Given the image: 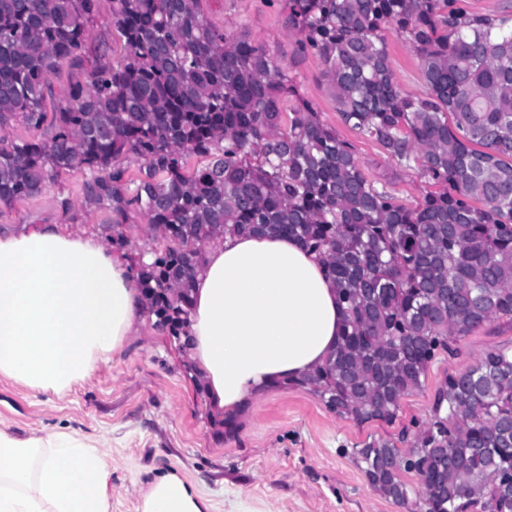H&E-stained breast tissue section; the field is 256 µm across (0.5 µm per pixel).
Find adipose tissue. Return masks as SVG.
<instances>
[{
    "label": "adipose tissue",
    "instance_id": "1",
    "mask_svg": "<svg viewBox=\"0 0 512 512\" xmlns=\"http://www.w3.org/2000/svg\"><path fill=\"white\" fill-rule=\"evenodd\" d=\"M146 294L124 252L60 224L0 233V376L60 394L109 362L134 334ZM342 331L324 262L296 239L220 234L206 243L185 334L217 411L323 364ZM109 470L67 433L0 430V512H109ZM139 512H209L170 470L146 482Z\"/></svg>",
    "mask_w": 512,
    "mask_h": 512
}]
</instances>
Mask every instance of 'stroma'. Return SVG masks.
Segmentation results:
<instances>
[{
    "instance_id": "obj_1",
    "label": "stroma",
    "mask_w": 512,
    "mask_h": 512,
    "mask_svg": "<svg viewBox=\"0 0 512 512\" xmlns=\"http://www.w3.org/2000/svg\"><path fill=\"white\" fill-rule=\"evenodd\" d=\"M204 12L225 32L245 34L268 48L279 71L320 112L324 123L354 147L369 180L384 183L411 203L428 188L420 169H401L372 138L341 121L319 58L298 52L287 28L284 0H205ZM392 68L404 92L426 93L416 54L394 31L385 32ZM110 10H103L86 34L82 64L51 76L48 102L65 86L86 78L102 50L117 47ZM86 171L63 172L34 197L0 210V229L32 224H63L76 232L99 231L107 211L86 207ZM494 346L512 348V320L486 323L458 341L452 354L434 361L423 389L405 396L393 424H358L329 411L311 392L281 384L257 395L236 415L235 436H227L197 370L182 356V342L157 331L142 316L133 336L110 362L60 395H37L0 376V429L20 438L59 431L92 441L109 471L110 512H138L146 473L177 472L209 500L210 512H226L229 500L242 498L259 512H404L377 493L348 456L349 449L378 438H394L413 422L429 418L435 394L446 375L465 370Z\"/></svg>"
}]
</instances>
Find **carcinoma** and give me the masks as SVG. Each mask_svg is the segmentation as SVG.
<instances>
[{"label": "carcinoma", "instance_id": "obj_1", "mask_svg": "<svg viewBox=\"0 0 512 512\" xmlns=\"http://www.w3.org/2000/svg\"><path fill=\"white\" fill-rule=\"evenodd\" d=\"M101 0H0V208L84 169V202L132 215L154 261L135 263L155 325L180 337L202 246L214 235L287 234L321 257L343 331L290 381L337 416L392 424L431 363L485 323L512 318V19L454 0H286L299 51L318 57L342 122L436 186L409 206L366 179L352 145L279 71L269 49L227 35L202 0H110L120 55L45 109L50 76L77 67ZM419 60L424 97L397 82L383 31ZM205 163L188 168L191 156ZM141 163L127 178L124 163ZM408 443L400 448L397 443ZM351 457L371 487L424 512H512V350L445 377L428 421ZM425 477L414 488L405 476Z\"/></svg>", "mask_w": 512, "mask_h": 512}]
</instances>
